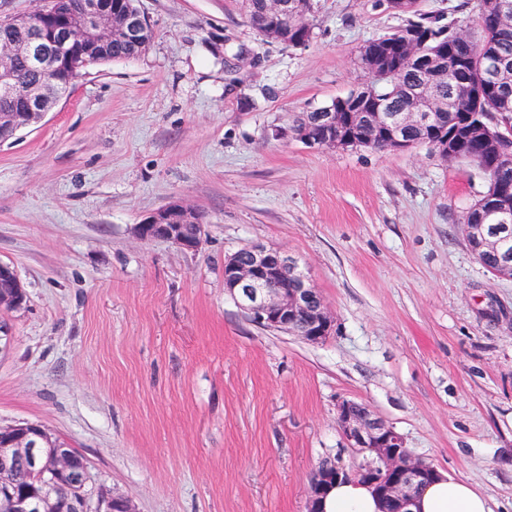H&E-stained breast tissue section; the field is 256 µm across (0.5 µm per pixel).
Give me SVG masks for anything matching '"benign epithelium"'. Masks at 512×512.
Listing matches in <instances>:
<instances>
[{"mask_svg": "<svg viewBox=\"0 0 512 512\" xmlns=\"http://www.w3.org/2000/svg\"><path fill=\"white\" fill-rule=\"evenodd\" d=\"M489 10L497 26L504 32L512 30V6L505 0H491ZM271 18L288 17L297 36L295 46L306 45L308 31L298 23L299 9L287 0H266ZM20 23L25 30L21 38L0 40V141H7L39 123L54 107L51 97L40 82H26L18 77V63L30 61L42 72L57 76L76 72L77 55L112 38V14L106 0H89L69 23L48 27L24 15ZM149 19L136 11L121 28L122 35L136 38L140 27ZM424 39L422 29L413 28L395 46L394 67L417 56V45ZM466 64L478 70L482 88L496 96L509 94L512 63L493 58L483 52L473 53ZM419 65L428 74L443 73L451 68L448 53L427 55ZM448 111L446 100L438 95L433 81H425L409 106L391 115L378 99L372 82L358 87L353 94L338 97L329 107L325 120L337 135L331 139L314 138L306 127L292 129V137L315 147L349 148L377 141L385 149L405 151L415 146L402 137L401 130L419 128L428 147L441 157L453 159L461 139L448 131L442 114ZM496 146L499 154L512 159V124H504L496 134H482ZM489 208L502 222L500 231L512 229V200L497 193L487 196ZM465 241L473 240L477 249L498 247V236L485 232L484 225L474 223L467 213L461 224ZM135 236L144 241H167L183 250L197 251L203 244V225L193 211L179 203L169 204L134 225ZM224 288L239 299L250 322L258 327L298 335L311 343H321L331 336L335 321L324 298L308 274L291 255L260 244L238 248L224 257ZM25 301V292L16 270L0 263V308L14 309ZM336 421L346 439L363 458L362 468L349 471L334 460L322 461L315 470L306 503V512H321L318 504L325 491L339 478L357 477L368 472L371 486L384 499L395 503L397 512H412L420 489L440 475L433 465L415 457L400 433L369 407L354 400L336 405ZM23 467L30 477V486L18 489L12 483L14 472ZM41 512H133L130 502L111 495L96 486L87 459L67 443L52 436L37 423L22 422L0 427V512H31L33 502Z\"/></svg>", "mask_w": 512, "mask_h": 512, "instance_id": "benign-epithelium-1", "label": "benign epithelium"}]
</instances>
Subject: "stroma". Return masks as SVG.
<instances>
[{
    "mask_svg": "<svg viewBox=\"0 0 512 512\" xmlns=\"http://www.w3.org/2000/svg\"><path fill=\"white\" fill-rule=\"evenodd\" d=\"M375 2L313 0L293 48L240 0H138L147 49L92 66L0 144V262L26 294L0 310V426L41 424L135 512H305L321 461L356 463L336 423L355 399L512 512V281L460 226L483 172L288 135L364 82L366 40L406 24ZM420 8L476 29L477 0ZM172 202L200 215V250L133 235ZM246 244L298 259L333 336L247 319L224 288Z\"/></svg>",
    "mask_w": 512,
    "mask_h": 512,
    "instance_id": "obj_1",
    "label": "stroma"
}]
</instances>
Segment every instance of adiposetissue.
Masks as SVG:
<instances>
[{
    "label": "adipose tissue",
    "mask_w": 512,
    "mask_h": 512,
    "mask_svg": "<svg viewBox=\"0 0 512 512\" xmlns=\"http://www.w3.org/2000/svg\"><path fill=\"white\" fill-rule=\"evenodd\" d=\"M324 512H381L369 484L356 479L336 482L323 503ZM414 512H492L487 497L467 481L441 475L420 491Z\"/></svg>",
    "instance_id": "1"
}]
</instances>
